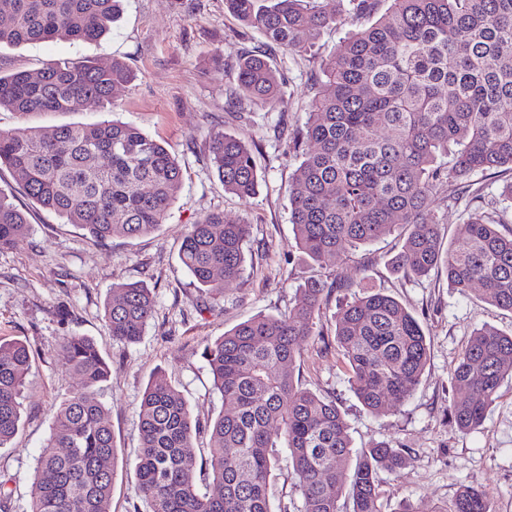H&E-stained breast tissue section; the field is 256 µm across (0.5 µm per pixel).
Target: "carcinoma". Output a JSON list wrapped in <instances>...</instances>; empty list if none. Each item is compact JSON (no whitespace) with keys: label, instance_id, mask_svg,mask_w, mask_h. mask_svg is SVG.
I'll return each mask as SVG.
<instances>
[{"label":"carcinoma","instance_id":"1","mask_svg":"<svg viewBox=\"0 0 512 512\" xmlns=\"http://www.w3.org/2000/svg\"><path fill=\"white\" fill-rule=\"evenodd\" d=\"M122 0H0V45L46 40L96 41L121 14ZM246 28L297 51L336 23V0H225ZM305 126L288 147L302 149L289 189L296 248L314 263L368 246L397 227L405 231L396 266L422 279L446 272L448 287L479 291L486 304L512 312V228L503 217L472 213L459 248L442 246L433 209L448 187L493 170L512 173V0H390L369 27L353 33L323 68ZM132 74L118 59L108 66L63 59L31 71L0 73V110L77 112L104 104ZM277 69L260 53L238 63L235 94L273 106ZM454 155L444 167L440 158ZM211 162L224 191L251 198L259 175L251 146L217 133ZM7 168L37 204L96 240L150 234L165 221L183 183L178 160L157 140L123 122L69 124L50 132L0 134ZM29 230L25 214L0 192V250ZM250 225L210 212L190 225L180 260L197 288L220 293L246 264ZM295 307L259 313L206 342L203 356L225 412L202 425L182 392L158 372L139 406L136 489L147 512H271L268 485L279 445L288 450L300 512H342L349 480L352 512H381L379 474L398 473L402 450L386 443L353 456L347 422L336 401L300 387L292 368L303 346L321 335L323 287L298 288ZM153 295L138 283L112 286L104 308L112 339L135 343L152 317ZM335 342L351 388L374 414L404 403L424 373L430 347L420 321L395 298L358 293L334 315ZM58 357L81 380L54 411L37 459L39 494L30 512H112L116 444L98 393L109 364L94 341L63 339ZM30 347L0 337V447L23 422L22 396ZM512 377V334L477 329L452 369L456 395L449 415L462 432L478 429ZM209 434V474L219 495L200 492L187 452ZM435 512H495L477 486L462 488L451 507Z\"/></svg>","mask_w":512,"mask_h":512}]
</instances>
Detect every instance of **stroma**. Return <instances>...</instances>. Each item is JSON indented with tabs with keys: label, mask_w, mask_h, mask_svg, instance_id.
<instances>
[{
	"label": "stroma",
	"mask_w": 512,
	"mask_h": 512,
	"mask_svg": "<svg viewBox=\"0 0 512 512\" xmlns=\"http://www.w3.org/2000/svg\"><path fill=\"white\" fill-rule=\"evenodd\" d=\"M375 14L337 7L336 23L307 48L291 52L269 43L226 10L224 0H124L123 12L100 40H65L0 46V72L36 70L58 58H84L108 65L118 58L133 73L115 89L111 103L80 112L0 111V133L20 135L37 127L118 119L160 141L179 161L183 184L164 223L136 238L93 241L73 224L28 199L13 175L0 170V192L23 209L30 224L13 248L0 251V337L27 341L32 369L24 393V424L0 448V481L12 494L5 512H30L38 489L33 470L49 436L53 409L80 386L57 356L63 337H91L111 374L100 395L112 425L116 459L112 512H145L135 490L140 446L139 405L148 381L164 372L200 422L223 408L202 355L205 341L224 334L257 313L292 309L297 288L315 278L324 285L323 333L305 344L293 376L302 387L335 399L349 426L355 450L384 441L402 449L406 466L382 474L381 512H399L405 502L421 512L452 504L462 486L477 484L496 512H512V380H505L481 427L461 433L448 416L454 387L452 368L471 334L485 325L512 331V313L460 295L445 274L418 281L394 271L391 261L403 244L395 231L369 246L348 250L314 264L298 252L289 222L288 188L299 158L288 150V134L304 125L308 105L323 77L325 60L352 31L368 27ZM265 50L285 80L273 108L234 103V67L249 49ZM253 146L261 186L256 197L225 193L208 155L214 133ZM512 173L477 175L479 202L443 197L435 209L453 241L469 212L512 213L501 191ZM251 227L246 269L226 285L219 306L194 288L179 259L190 224L210 212ZM141 282L155 306L141 339L113 341L104 323L112 286ZM382 291L402 302L423 324L430 357L412 396L382 415L367 412L351 390L348 367L336 347L333 315L353 297L354 286ZM273 512H298L301 498L287 461H280L269 486Z\"/></svg>",
	"instance_id": "35a3bbf8"
}]
</instances>
